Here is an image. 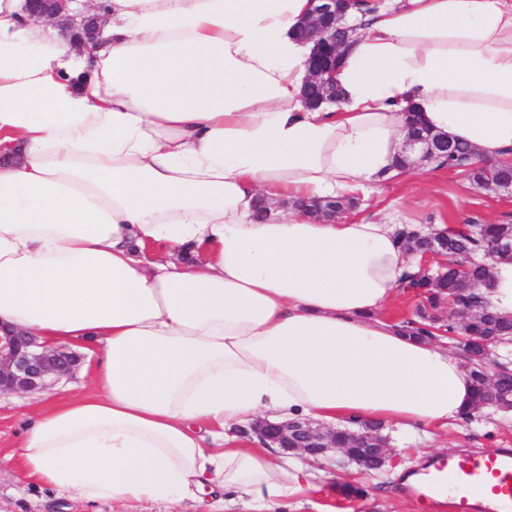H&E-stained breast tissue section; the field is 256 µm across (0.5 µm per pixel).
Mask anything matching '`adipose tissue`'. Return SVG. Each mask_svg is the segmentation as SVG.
Listing matches in <instances>:
<instances>
[{
  "instance_id": "1",
  "label": "adipose tissue",
  "mask_w": 512,
  "mask_h": 512,
  "mask_svg": "<svg viewBox=\"0 0 512 512\" xmlns=\"http://www.w3.org/2000/svg\"><path fill=\"white\" fill-rule=\"evenodd\" d=\"M71 8L101 18L93 54L0 0V323L86 350L96 387L32 419L28 475L130 512H278L314 473L232 429L461 420L463 361L384 314L419 254L391 218L303 204L394 175L411 112L480 159L512 156V0L351 9L342 105L316 109L295 36L309 0ZM260 199L293 208L259 222Z\"/></svg>"
}]
</instances>
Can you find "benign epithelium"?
<instances>
[{
  "instance_id": "obj_1",
  "label": "benign epithelium",
  "mask_w": 512,
  "mask_h": 512,
  "mask_svg": "<svg viewBox=\"0 0 512 512\" xmlns=\"http://www.w3.org/2000/svg\"><path fill=\"white\" fill-rule=\"evenodd\" d=\"M29 10L38 16L53 19L64 31L78 37L79 50L91 53L98 43L101 27L99 16L89 15L76 20L68 14L70 0H28ZM311 11L302 22V40L313 43L308 60L310 74L308 94L316 103L336 104L337 87L334 82L336 67L348 45L354 27L347 23V7L351 0H310ZM454 141L435 138L409 121L402 141L399 158L405 168L411 169L421 162L434 163L454 151ZM466 173L481 171L488 181H493L495 166L474 159L469 153L467 163L460 166ZM311 214L319 219L334 221L345 209L336 207V200L314 204ZM423 261L438 265L436 273L448 267V255L429 245L422 252ZM80 358L65 347L48 348L35 337L13 329L4 330L0 336V394L44 392L60 380L70 377L79 365ZM255 433L268 445L288 449L293 441L295 450L319 461L339 453L347 461L350 455L336 447V431L316 425L307 419H294L282 423L259 421L253 425Z\"/></svg>"
}]
</instances>
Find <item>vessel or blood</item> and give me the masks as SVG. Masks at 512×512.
<instances>
[{"label":"vessel or blood","instance_id":"vessel-or-blood-1","mask_svg":"<svg viewBox=\"0 0 512 512\" xmlns=\"http://www.w3.org/2000/svg\"><path fill=\"white\" fill-rule=\"evenodd\" d=\"M411 490L433 510L445 505L450 512H512V449L435 457Z\"/></svg>","mask_w":512,"mask_h":512}]
</instances>
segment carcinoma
Wrapping results in <instances>:
<instances>
[{"label": "carcinoma", "instance_id": "cac0c4a2", "mask_svg": "<svg viewBox=\"0 0 512 512\" xmlns=\"http://www.w3.org/2000/svg\"><path fill=\"white\" fill-rule=\"evenodd\" d=\"M502 240L512 241V223L470 224L466 228L448 229L443 246L448 250V271L443 277L420 276L409 280L404 288L421 297L414 316L402 321L405 331L416 337L432 336L431 329L448 334V340L456 344L458 356L468 369L475 391L474 409L480 410L495 400H512V368L505 366L496 381L486 372L488 350L512 339V316H502L485 304H477L461 323L452 320L442 324L438 312L442 311L451 297L461 303L479 301L477 285L489 281L488 262L476 261L482 254ZM336 445L360 458V470L368 475L383 471L384 462L372 451V445L353 446L345 434H336ZM336 493L346 500L359 499L367 489L355 483L336 484Z\"/></svg>", "mask_w": 512, "mask_h": 512}]
</instances>
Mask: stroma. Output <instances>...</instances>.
Listing matches in <instances>:
<instances>
[{"label":"stroma","instance_id":"35a3bbf8","mask_svg":"<svg viewBox=\"0 0 512 512\" xmlns=\"http://www.w3.org/2000/svg\"><path fill=\"white\" fill-rule=\"evenodd\" d=\"M348 218L396 213L402 227L417 232L448 224L512 223V194L478 186L468 174L416 167L379 184L373 192L357 193ZM90 366L80 364L68 379L52 390L34 394L0 395V512H124L118 504L86 503L60 496L34 483L15 457L27 417L36 415L55 400L93 392ZM388 447L397 465H385L383 477L372 479L352 464L318 463L319 491H311L289 503L284 512H430L409 491V478L428 459L440 454H463L483 448H512V415L486 410L473 420L457 421L426 432L400 434L385 428ZM342 482L365 485V497L339 500L336 486Z\"/></svg>","mask_w":512,"mask_h":512}]
</instances>
